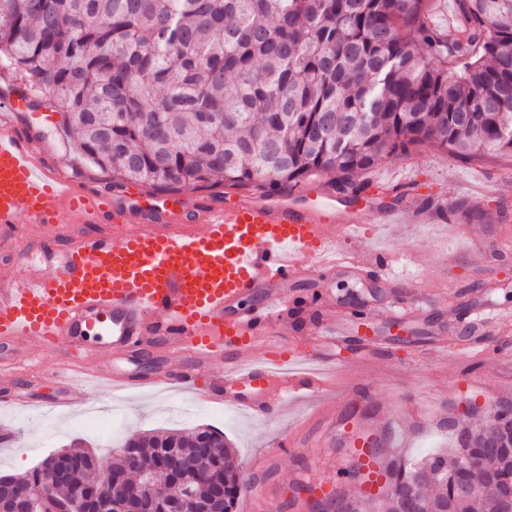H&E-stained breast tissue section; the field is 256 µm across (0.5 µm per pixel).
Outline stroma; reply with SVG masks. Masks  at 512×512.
Instances as JSON below:
<instances>
[{"instance_id": "35a3bbf8", "label": "stroma", "mask_w": 512, "mask_h": 512, "mask_svg": "<svg viewBox=\"0 0 512 512\" xmlns=\"http://www.w3.org/2000/svg\"><path fill=\"white\" fill-rule=\"evenodd\" d=\"M40 139L49 157L77 181L106 188L105 176L91 166L78 148L77 137L64 134L61 120L43 129ZM512 169V158L483 156L459 161L436 146L428 145L408 157L392 156L359 176L368 185L364 193V223L381 224L385 214L410 215L403 234H363L348 244L366 261L377 253L389 256V270L397 277L398 292L412 283L428 286L425 313L411 323L403 339L386 329L378 334L384 346L370 361L362 363L351 352L339 354L341 370L332 374L315 396L292 398V411L275 418L251 417L230 409L199 404L193 394L177 386L128 393L92 388L87 397L92 408L109 417L111 437L82 429L79 413L38 414L0 405V473L22 476L47 455L84 442L103 463H117L126 439L157 430L208 425L223 432L237 455L241 469L257 462L278 440L291 437L295 454L276 465L273 485L279 497L290 496L296 479L305 482L335 481L350 462L347 449L330 445L319 413L342 392L358 383L369 388V398L360 410L367 422L382 426L393 407L405 409L402 427L387 447L384 459L420 461L429 454L453 451L454 424L471 421L470 395L458 383L460 362L432 352L434 341L448 331L465 339L466 316L474 308L500 309L501 318L490 339L496 356L478 360L470 369L479 374L490 394H502V403L512 408V255L492 250L491 245L512 239V188L499 184L497 171ZM482 184L481 204L470 199L473 184ZM497 278L501 286L488 291L485 283ZM329 309L316 303L311 293L298 291L288 313V336L308 358L315 351L305 343L306 324L326 318ZM19 367L0 377V390L20 389L33 400L44 401L56 391L52 380L26 377L25 369L36 365L50 370L52 357L18 354Z\"/></svg>"}]
</instances>
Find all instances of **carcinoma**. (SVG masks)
Instances as JSON below:
<instances>
[{
    "label": "carcinoma",
    "mask_w": 512,
    "mask_h": 512,
    "mask_svg": "<svg viewBox=\"0 0 512 512\" xmlns=\"http://www.w3.org/2000/svg\"><path fill=\"white\" fill-rule=\"evenodd\" d=\"M0 0V65L47 96L112 185L160 194L222 186L267 193L329 177L337 193L383 159L435 144L452 157H512V0ZM208 441L216 452H200ZM151 465L167 449L224 481L196 486L204 512H233L243 477L205 427L130 439ZM483 481L472 497L464 460ZM87 507L117 478L65 456ZM501 512L512 504V411L457 430L452 456L391 465L386 512ZM68 487L43 512H68Z\"/></svg>",
    "instance_id": "obj_1"
}]
</instances>
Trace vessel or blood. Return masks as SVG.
<instances>
[{"mask_svg": "<svg viewBox=\"0 0 512 512\" xmlns=\"http://www.w3.org/2000/svg\"><path fill=\"white\" fill-rule=\"evenodd\" d=\"M20 100L0 101V233L15 236L19 223L64 231L63 245L20 240L15 274L0 279V373H12L22 343L57 355L53 377L62 394L53 413L85 408L86 382L116 389L188 385L204 404L268 417L288 408L301 391L320 393L323 374L336 369V351L351 342L371 347L378 323L400 326L412 318L401 302L369 313L359 334L351 309L308 331L317 356L311 367L289 363L278 327L288 315L291 284L358 274L362 259L337 249L357 234L358 209L313 205L301 192L244 194L229 202L195 199L179 210L144 207L134 194H114L72 180L52 164L33 134L22 131ZM112 223L108 236L85 233L89 224ZM104 324V349L86 346ZM159 351L161 367L148 375L115 374L109 357ZM85 355L86 382L75 381L69 357ZM353 455L364 495L386 483L383 430L336 417L329 426ZM261 462L244 474L248 493L265 512H281L261 474Z\"/></svg>", "mask_w": 512, "mask_h": 512, "instance_id": "obj_1", "label": "vessel or blood"}]
</instances>
